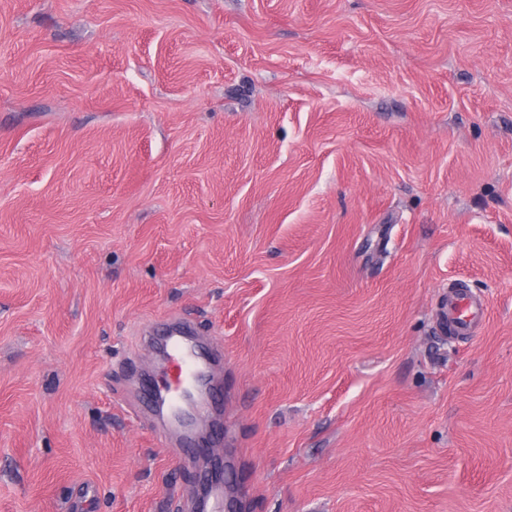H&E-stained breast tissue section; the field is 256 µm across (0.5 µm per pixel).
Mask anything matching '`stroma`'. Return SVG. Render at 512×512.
<instances>
[{"label":"stroma","instance_id":"35a3bbf8","mask_svg":"<svg viewBox=\"0 0 512 512\" xmlns=\"http://www.w3.org/2000/svg\"><path fill=\"white\" fill-rule=\"evenodd\" d=\"M178 319L238 512H512V0H0V512H190ZM485 304L463 288L448 289L443 306L442 325L454 336H472L485 318ZM147 342H153L158 339L164 347L166 362L168 364L170 380L166 384L155 383L151 381L143 386V390L149 407L158 412L154 405V399L157 396L162 400L163 408L160 412L164 418V425L177 430L183 441L187 438L189 425H183L178 422L174 416V411L178 408L177 402L181 387L200 372H206L210 376V383L215 392L222 394L220 385L215 382L212 374L213 357L209 364L196 358L190 351L187 337V330L183 327L172 326L168 328L163 336H144Z\"/></svg>","mask_w":512,"mask_h":512}]
</instances>
